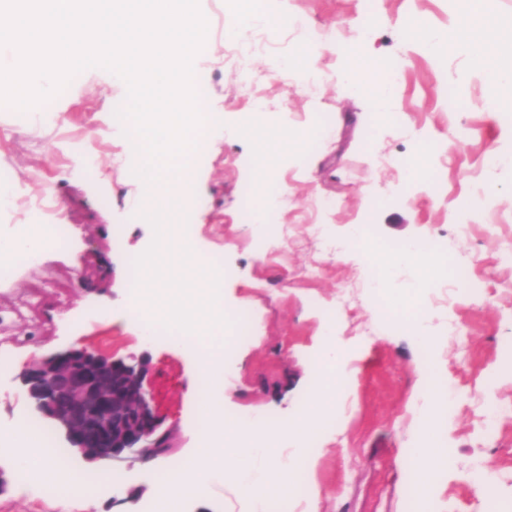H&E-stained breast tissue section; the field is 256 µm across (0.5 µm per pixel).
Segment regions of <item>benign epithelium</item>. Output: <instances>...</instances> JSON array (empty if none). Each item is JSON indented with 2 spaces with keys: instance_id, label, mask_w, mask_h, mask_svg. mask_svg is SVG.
I'll use <instances>...</instances> for the list:
<instances>
[{
  "instance_id": "7a95c632",
  "label": "benign epithelium",
  "mask_w": 512,
  "mask_h": 512,
  "mask_svg": "<svg viewBox=\"0 0 512 512\" xmlns=\"http://www.w3.org/2000/svg\"><path fill=\"white\" fill-rule=\"evenodd\" d=\"M146 362L114 360L87 349L51 354L25 375L29 398L70 447L105 474L149 463L173 448L154 397L143 384Z\"/></svg>"
}]
</instances>
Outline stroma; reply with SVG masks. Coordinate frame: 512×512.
<instances>
[{
    "mask_svg": "<svg viewBox=\"0 0 512 512\" xmlns=\"http://www.w3.org/2000/svg\"><path fill=\"white\" fill-rule=\"evenodd\" d=\"M208 22L209 55L197 60V77L213 116L207 147L196 161L186 221L192 242L223 266L224 308H247L249 341L224 365V413L266 416L270 426L298 421L306 395L320 376V338L334 330L339 368L349 382L325 408L332 424L313 448L289 440L284 453L306 461L302 481L317 500L286 505L270 494L265 512H512V483L495 500L477 496L471 469L483 456L512 472V112L496 102L483 72L462 50L435 55L407 38L415 19L443 34L459 23L454 0H262L263 21L240 23L232 0H199ZM302 15L301 25H281L267 51L256 44L266 21L281 13ZM324 44L318 56L310 41ZM359 46L374 66L401 59L402 80L392 87L389 114L342 78L347 65L337 44ZM300 72H281L283 62ZM455 105H448V95ZM127 88L102 68L76 74L46 112L0 108V179L17 190L52 189L61 223L73 237L52 248L37 268L14 266L0 279V350L13 359L0 375V426L18 417L39 422L23 373L59 350L87 347L115 359L149 362L144 385L166 428L176 435L170 456L121 471L111 498L42 496L22 487L17 469L0 450V512H114L113 500L134 495L153 503V489L172 461L193 455L198 362L164 343H143L134 325L108 321L134 288V259L154 232L134 219L142 188L133 172L137 153L124 125L112 122ZM259 121L295 137L271 158L268 183L252 180L257 147L243 123ZM427 142L422 173L387 165ZM93 145L96 167H75L79 144ZM490 188L484 214L467 233L459 214ZM272 211L265 233L252 226L256 208ZM346 238L354 225L368 229L360 251L323 255L312 236ZM421 240L446 253L481 284L460 301L461 338L447 335L446 306L427 307L429 276L414 267L391 272L387 291L406 311L429 309L424 327L436 374L454 393L453 409L434 407L433 451L451 455L452 468L420 474L430 496L408 493L403 449L415 447L419 371L424 350L408 328L395 324L389 297L376 303L363 285L372 274L370 250ZM500 413L485 426L482 409ZM201 490L181 512H252V500L235 481L212 482L200 471Z\"/></svg>",
    "mask_w": 512,
    "mask_h": 512,
    "instance_id": "1",
    "label": "stroma"
}]
</instances>
